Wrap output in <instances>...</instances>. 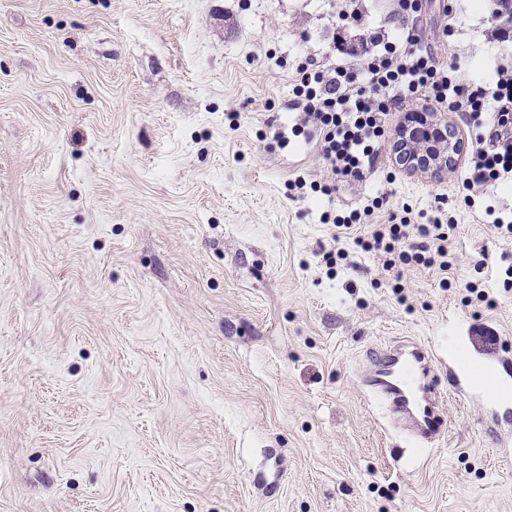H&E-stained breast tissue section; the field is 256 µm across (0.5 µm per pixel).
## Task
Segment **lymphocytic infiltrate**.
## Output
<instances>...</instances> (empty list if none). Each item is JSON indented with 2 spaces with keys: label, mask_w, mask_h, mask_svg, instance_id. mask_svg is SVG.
<instances>
[{
  "label": "lymphocytic infiltrate",
  "mask_w": 512,
  "mask_h": 512,
  "mask_svg": "<svg viewBox=\"0 0 512 512\" xmlns=\"http://www.w3.org/2000/svg\"><path fill=\"white\" fill-rule=\"evenodd\" d=\"M422 0H391V13L405 27L398 36L369 35L366 49H351L330 67L299 63L294 106L302 112L299 132L317 135L320 154L333 179L362 180L374 169L385 140V118L412 98H425L463 112L475 129L465 190L512 177V66H500L486 81L463 78L456 64L441 65L424 48L414 25ZM447 195L435 197L427 223H413L409 208L388 223L362 225V213L333 219L336 228L363 226L359 249L383 254L386 268L435 267L448 271V238L457 218Z\"/></svg>",
  "instance_id": "lymphocytic-infiltrate-1"
}]
</instances>
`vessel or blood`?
Returning <instances> with one entry per match:
<instances>
[{"instance_id":"obj_1","label":"vessel or blood","mask_w":512,"mask_h":512,"mask_svg":"<svg viewBox=\"0 0 512 512\" xmlns=\"http://www.w3.org/2000/svg\"><path fill=\"white\" fill-rule=\"evenodd\" d=\"M370 370L362 379L367 396L379 398L389 417L405 427L418 441H432L443 431L439 414L441 396L437 390L432 352L417 343L401 344L371 351ZM448 370L455 377V389L470 395L474 385L500 390L498 367L470 360L459 348L448 350ZM486 430L493 435L512 431V401H486Z\"/></svg>"}]
</instances>
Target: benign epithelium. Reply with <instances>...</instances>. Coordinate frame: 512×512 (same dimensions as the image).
<instances>
[{"instance_id":"obj_1","label":"benign epithelium","mask_w":512,"mask_h":512,"mask_svg":"<svg viewBox=\"0 0 512 512\" xmlns=\"http://www.w3.org/2000/svg\"><path fill=\"white\" fill-rule=\"evenodd\" d=\"M392 150L403 169L441 178L454 165L461 144L438 113L407 112L393 134Z\"/></svg>"}]
</instances>
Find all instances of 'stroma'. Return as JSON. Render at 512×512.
Masks as SVG:
<instances>
[{"mask_svg": "<svg viewBox=\"0 0 512 512\" xmlns=\"http://www.w3.org/2000/svg\"><path fill=\"white\" fill-rule=\"evenodd\" d=\"M370 29H400L384 0H0V512H512V439L446 362L454 340L485 356L489 326L512 357L493 224L512 182L460 206L446 273L385 269L321 221L384 194L370 223L405 204L426 223L465 175V115H447L464 153L444 178L386 143L334 199L288 195L328 178L278 136L296 66ZM420 32L469 79L512 62L476 0H423ZM402 336L439 359L435 448L356 383Z\"/></svg>", "mask_w": 512, "mask_h": 512, "instance_id": "1", "label": "stroma"}]
</instances>
